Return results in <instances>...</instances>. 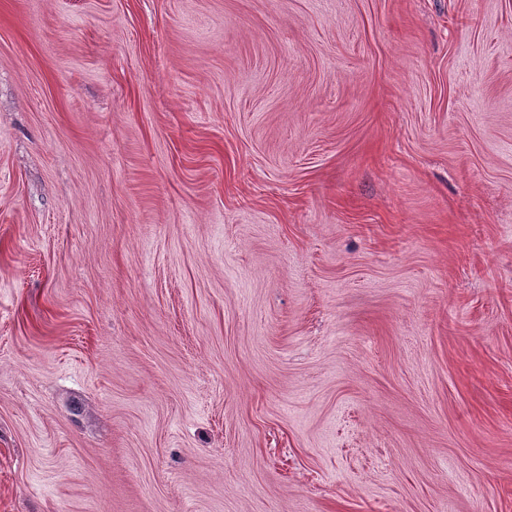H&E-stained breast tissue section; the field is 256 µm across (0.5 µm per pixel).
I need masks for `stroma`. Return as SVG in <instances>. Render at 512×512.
I'll return each instance as SVG.
<instances>
[{
  "instance_id": "1",
  "label": "stroma",
  "mask_w": 512,
  "mask_h": 512,
  "mask_svg": "<svg viewBox=\"0 0 512 512\" xmlns=\"http://www.w3.org/2000/svg\"><path fill=\"white\" fill-rule=\"evenodd\" d=\"M0 512H512V0H0Z\"/></svg>"
}]
</instances>
